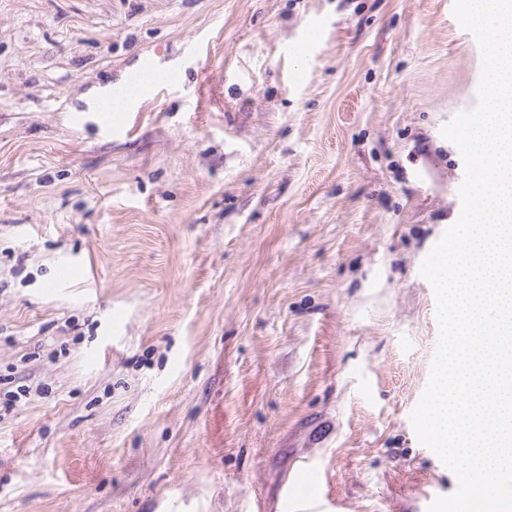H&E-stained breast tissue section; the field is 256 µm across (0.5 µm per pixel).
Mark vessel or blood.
<instances>
[{
  "label": "vessel or blood",
  "mask_w": 512,
  "mask_h": 512,
  "mask_svg": "<svg viewBox=\"0 0 512 512\" xmlns=\"http://www.w3.org/2000/svg\"><path fill=\"white\" fill-rule=\"evenodd\" d=\"M179 85L177 73L146 65L133 73L125 85L113 90L96 105L106 133L130 135L135 127L139 98L143 92L161 96L174 91Z\"/></svg>",
  "instance_id": "1"
}]
</instances>
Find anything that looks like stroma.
<instances>
[{"instance_id": "1", "label": "stroma", "mask_w": 512, "mask_h": 512, "mask_svg": "<svg viewBox=\"0 0 512 512\" xmlns=\"http://www.w3.org/2000/svg\"><path fill=\"white\" fill-rule=\"evenodd\" d=\"M452 8L0 0V512L455 491L410 421L481 75ZM148 61L179 88L105 135L92 96Z\"/></svg>"}]
</instances>
